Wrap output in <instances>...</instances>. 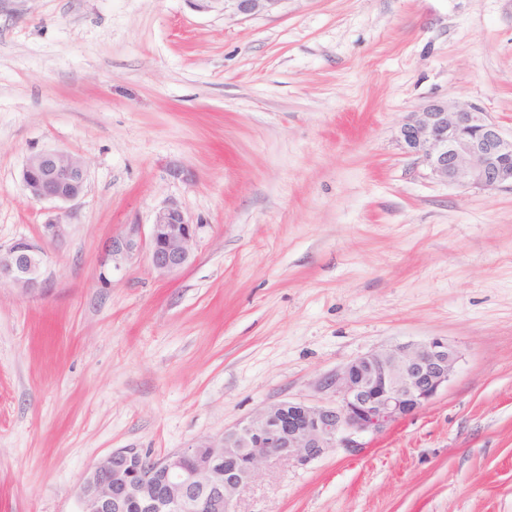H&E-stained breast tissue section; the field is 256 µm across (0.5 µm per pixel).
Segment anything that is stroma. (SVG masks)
<instances>
[{
	"label": "stroma",
	"mask_w": 512,
	"mask_h": 512,
	"mask_svg": "<svg viewBox=\"0 0 512 512\" xmlns=\"http://www.w3.org/2000/svg\"><path fill=\"white\" fill-rule=\"evenodd\" d=\"M433 101L512 132V0H0V248L43 251L41 294L0 282V512H79L114 449L323 402L329 372L434 337L460 359L428 405L362 453L270 463L235 510L512 512V189L403 153ZM40 151L82 161L80 198H29ZM169 203L190 265L111 254ZM201 12H210L218 5L224 16L253 17L276 9L282 0H188Z\"/></svg>",
	"instance_id": "35a3bbf8"
}]
</instances>
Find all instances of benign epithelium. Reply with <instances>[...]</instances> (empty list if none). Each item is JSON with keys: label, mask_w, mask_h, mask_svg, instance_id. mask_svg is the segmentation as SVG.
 I'll use <instances>...</instances> for the list:
<instances>
[{"label": "benign epithelium", "mask_w": 512, "mask_h": 512, "mask_svg": "<svg viewBox=\"0 0 512 512\" xmlns=\"http://www.w3.org/2000/svg\"><path fill=\"white\" fill-rule=\"evenodd\" d=\"M201 12L216 7L229 16L270 13L283 0H191ZM402 151L430 174L461 189L512 188V135L477 105L434 101L400 126ZM21 178L34 200L70 202L83 193L87 172L63 152L29 156ZM199 226L175 204L160 209L144 237L114 238L112 255L144 249L161 274L185 268ZM42 252L21 239L0 249V281L25 293L42 291ZM458 351L434 337L362 355L325 375L320 404L282 401L224 429L218 439L201 438L162 457L140 448H118L84 475L80 512H235L234 498L272 460L306 465L330 448L358 453L364 436L383 435L429 404L448 385Z\"/></svg>", "instance_id": "1"}]
</instances>
